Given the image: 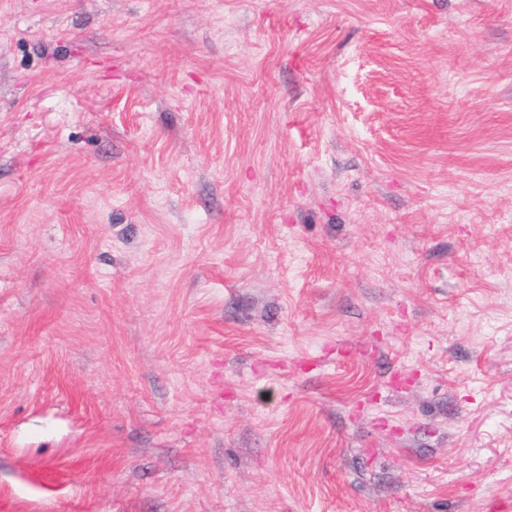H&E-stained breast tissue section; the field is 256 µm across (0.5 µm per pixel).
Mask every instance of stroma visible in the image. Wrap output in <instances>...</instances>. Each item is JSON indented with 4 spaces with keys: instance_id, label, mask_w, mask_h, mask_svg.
Returning a JSON list of instances; mask_svg holds the SVG:
<instances>
[{
    "instance_id": "stroma-1",
    "label": "stroma",
    "mask_w": 512,
    "mask_h": 512,
    "mask_svg": "<svg viewBox=\"0 0 512 512\" xmlns=\"http://www.w3.org/2000/svg\"><path fill=\"white\" fill-rule=\"evenodd\" d=\"M512 507V0H0V512Z\"/></svg>"
}]
</instances>
